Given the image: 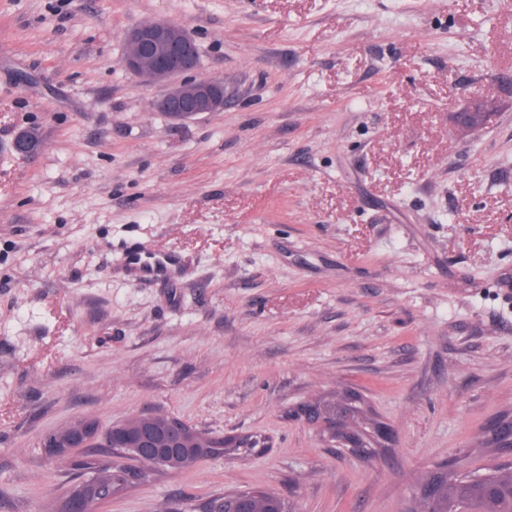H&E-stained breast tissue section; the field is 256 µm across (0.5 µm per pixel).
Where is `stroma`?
Segmentation results:
<instances>
[{
    "label": "stroma",
    "instance_id": "1",
    "mask_svg": "<svg viewBox=\"0 0 512 512\" xmlns=\"http://www.w3.org/2000/svg\"><path fill=\"white\" fill-rule=\"evenodd\" d=\"M164 19L224 108L174 120L129 73ZM28 82H21L19 74ZM512 0H0V512L76 476L44 436L157 411L249 436L100 512H406L481 468L512 411ZM499 110L460 138L453 116ZM37 127L34 156L11 150ZM184 264L139 284L127 246ZM355 395L395 430L353 453L303 410ZM242 496L252 512H284V506L275 495L262 490L240 491L233 494H225L224 500Z\"/></svg>",
    "mask_w": 512,
    "mask_h": 512
}]
</instances>
